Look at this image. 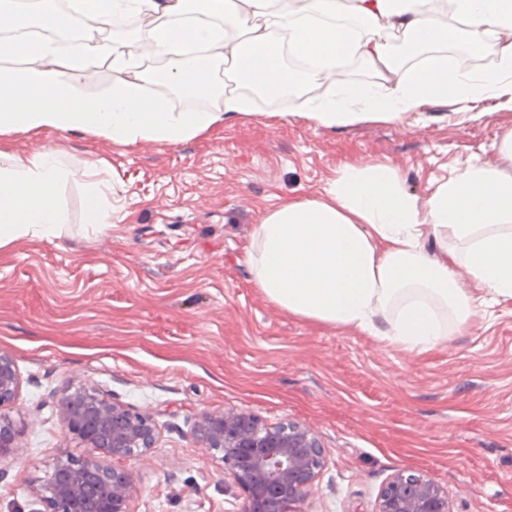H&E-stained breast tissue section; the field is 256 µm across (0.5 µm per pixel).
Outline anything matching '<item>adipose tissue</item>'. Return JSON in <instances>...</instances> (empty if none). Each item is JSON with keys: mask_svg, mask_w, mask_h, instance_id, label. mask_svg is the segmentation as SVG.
I'll use <instances>...</instances> for the list:
<instances>
[{"mask_svg": "<svg viewBox=\"0 0 512 512\" xmlns=\"http://www.w3.org/2000/svg\"><path fill=\"white\" fill-rule=\"evenodd\" d=\"M41 28L67 29L81 16L94 37L70 43L21 40L22 59L0 67V137L88 132L123 145H175L224 121L255 114L258 94H301L298 113L333 129L397 122L435 103L465 115L493 98L512 110V0H104L63 10L35 0ZM149 20L146 39H100L131 15ZM482 37L491 70H452L437 46ZM163 58L167 90L213 95L214 68L227 66L247 92L225 89L220 108L176 111L166 93H148L143 53ZM110 59L108 92L91 96L90 63ZM302 60L299 71L282 58ZM378 76L359 85L331 80L340 61ZM497 167L473 162L425 202L408 194L387 165L341 168L323 197L291 196L264 213L246 249L253 285L302 320L383 336L423 354L469 325L479 308L512 301V130ZM82 180L87 221H112V185L46 149L33 156L0 146V248L23 237L58 239L69 220L60 187ZM467 269L471 287L454 271Z\"/></svg>", "mask_w": 512, "mask_h": 512, "instance_id": "obj_1", "label": "adipose tissue"}]
</instances>
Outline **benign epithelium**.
<instances>
[{"instance_id": "obj_1", "label": "benign epithelium", "mask_w": 512, "mask_h": 512, "mask_svg": "<svg viewBox=\"0 0 512 512\" xmlns=\"http://www.w3.org/2000/svg\"><path fill=\"white\" fill-rule=\"evenodd\" d=\"M22 379L15 358L0 352V456L18 451L23 426L9 410ZM56 410L66 437L84 448L60 451L31 494L43 512H133L137 488L115 462L144 459L156 447L159 428L141 412L94 386L68 389ZM192 433L201 452L218 464L224 484L244 493L242 512H306L305 502L327 465V452L310 427L288 421L266 424L234 407L202 411ZM372 512H453L448 491L424 470L407 467L383 484Z\"/></svg>"}]
</instances>
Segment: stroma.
<instances>
[{"instance_id": "35a3bbf8", "label": "stroma", "mask_w": 512, "mask_h": 512, "mask_svg": "<svg viewBox=\"0 0 512 512\" xmlns=\"http://www.w3.org/2000/svg\"><path fill=\"white\" fill-rule=\"evenodd\" d=\"M294 102L176 145L126 146L85 133L16 134L22 155L55 149L112 183V223L86 222L87 192H58L62 239L0 249V350L23 385L11 413L21 448L0 457V512H31L30 482L68 440L54 404L92 385L152 413L159 442L124 461L134 512H240L202 455L192 418L237 407L265 423L310 426L328 464L309 512H371L386 479L415 466L448 491L453 512H512V302L479 310L428 353L294 318L254 288L244 252L260 214L317 197L345 165L386 163L418 199L495 148L512 111L469 119L437 104L398 122L325 129Z\"/></svg>"}]
</instances>
